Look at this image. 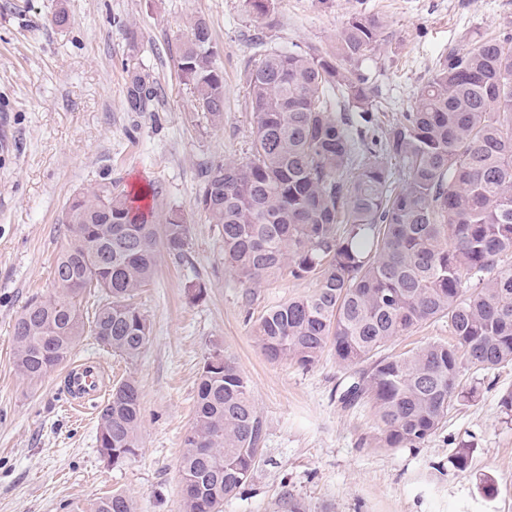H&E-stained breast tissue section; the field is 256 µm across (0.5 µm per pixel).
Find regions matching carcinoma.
<instances>
[{
  "label": "carcinoma",
  "mask_w": 512,
  "mask_h": 512,
  "mask_svg": "<svg viewBox=\"0 0 512 512\" xmlns=\"http://www.w3.org/2000/svg\"><path fill=\"white\" fill-rule=\"evenodd\" d=\"M386 29L380 17L359 13L328 51L260 53L246 77L254 121L248 156L209 163L197 203L218 228L225 268L244 284L285 272L316 280L311 293L262 315L254 336L261 351L308 367L332 350L353 369L345 399L368 402L377 418L374 447L400 448L438 430L461 397L462 368L512 363V35L466 50L448 46L412 110L384 138L358 142L336 103L363 115L383 111L361 65ZM214 57L207 23L194 20L178 72L218 125L224 77ZM153 89L148 75L130 71L128 110H146ZM62 223L71 235L54 265L55 292L28 303L13 325L14 364L29 380L62 366L87 327L112 352L137 358L150 324L136 297L153 279L160 249L182 258L188 246L180 214L161 215L119 181L74 196ZM79 281L102 297L89 322ZM443 318L451 341L384 353L394 339ZM214 354L222 364L203 366L182 443L184 512H221L261 451L263 422L249 382L230 356ZM140 424V390L128 377L99 413L100 454L114 464L135 456ZM89 512L134 506L114 492Z\"/></svg>",
  "instance_id": "1"
}]
</instances>
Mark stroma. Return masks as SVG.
<instances>
[{"instance_id": "obj_1", "label": "stroma", "mask_w": 512, "mask_h": 512, "mask_svg": "<svg viewBox=\"0 0 512 512\" xmlns=\"http://www.w3.org/2000/svg\"><path fill=\"white\" fill-rule=\"evenodd\" d=\"M60 10L63 28L51 22ZM358 13L388 24L365 65L387 109L368 123L353 119L370 138L414 105L449 46L512 34V0H275L265 15L244 0H0V127L13 145L0 151V512H87L115 491L135 512H183L178 460L216 349L248 379L265 430L258 466L223 512H288L292 500L307 512H512V420L499 404L512 391V364L464 368L465 398L420 444L371 447L378 423L363 403H342L350 372L332 352L309 367L272 363L253 340L266 310L311 293L315 280L283 275L246 288L225 269L218 231L196 202L202 165L249 151L245 75L260 46L331 48ZM196 18L210 27L224 76L217 127L177 71ZM135 67L157 89L143 112L125 103ZM111 180L156 183L159 207L189 227L186 257L160 254L138 298L151 327L139 357L113 354L89 333L70 356L104 368L108 385L138 383L139 449L118 465L97 447L103 399L75 415L65 371L23 379L12 343L23 307L55 289L66 203ZM464 444L473 463L462 472L450 458Z\"/></svg>"}]
</instances>
